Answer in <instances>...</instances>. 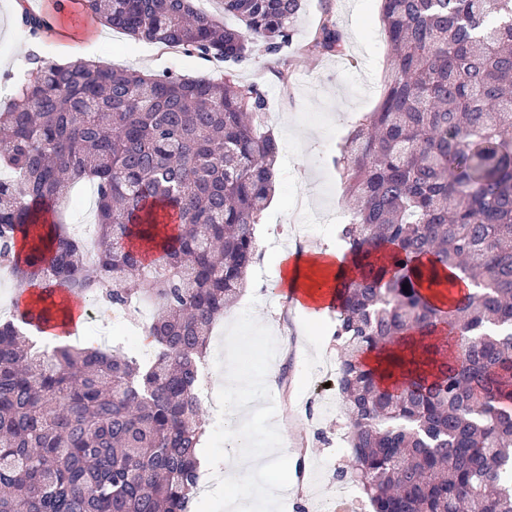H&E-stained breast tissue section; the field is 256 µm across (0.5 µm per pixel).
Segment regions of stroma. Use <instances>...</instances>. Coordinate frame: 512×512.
<instances>
[{
  "label": "stroma",
  "instance_id": "obj_1",
  "mask_svg": "<svg viewBox=\"0 0 512 512\" xmlns=\"http://www.w3.org/2000/svg\"><path fill=\"white\" fill-rule=\"evenodd\" d=\"M327 9L343 33L345 52L340 56L305 55L303 49ZM381 27L380 0H303L288 47L279 55L256 54L238 65L190 57L174 49L156 47L148 52L142 42L118 29L106 28L100 34V64L214 81L229 74L239 84H258L266 94L267 128L280 148L275 192L257 227L258 257L247 286L225 317L230 320L251 309L277 341L272 365L279 377L267 382L281 408L275 422L284 428L293 447L310 451L302 489L292 488L284 495L285 512H301L308 506L314 486H333L337 469L349 464L351 450L335 372L310 374L311 367L338 360L334 314L312 322L292 310L282 297L270 294L268 288L276 279L277 258L285 248L340 244L333 222L295 235L289 204L296 192L306 191L317 213L330 216L349 211L332 158L358 121L380 102L390 64V47ZM60 41L55 28L44 29L34 39L27 37L14 16L11 0H0V112L7 108L10 97L7 75L25 68L30 52L57 56ZM282 71L288 73V80L279 79Z\"/></svg>",
  "mask_w": 512,
  "mask_h": 512
}]
</instances>
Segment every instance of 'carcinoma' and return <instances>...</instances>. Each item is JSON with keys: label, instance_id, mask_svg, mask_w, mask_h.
Instances as JSON below:
<instances>
[{"label": "carcinoma", "instance_id": "carcinoma-1", "mask_svg": "<svg viewBox=\"0 0 512 512\" xmlns=\"http://www.w3.org/2000/svg\"><path fill=\"white\" fill-rule=\"evenodd\" d=\"M394 55L381 101L341 146L357 277L336 288L337 382L372 512H512V0H381ZM128 36L241 63L279 54L302 0H79ZM325 15L311 56L341 55ZM31 69L0 113V260L39 296L0 322V512H188L209 336L245 288L278 143L255 85L120 66ZM96 187L99 249L61 220ZM454 277L443 278V273ZM472 290L453 294L455 279ZM408 285L403 291L402 285ZM66 297L155 306L149 361L30 341ZM410 344L381 387L361 354Z\"/></svg>", "mask_w": 512, "mask_h": 512}]
</instances>
